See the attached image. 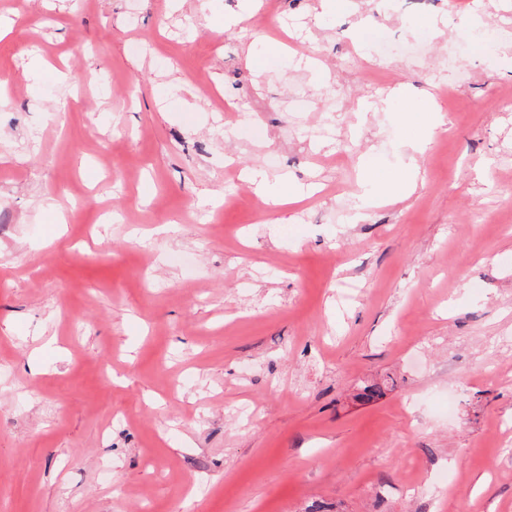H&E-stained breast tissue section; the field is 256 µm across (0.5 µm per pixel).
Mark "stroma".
I'll list each match as a JSON object with an SVG mask.
<instances>
[{"label": "stroma", "instance_id": "1", "mask_svg": "<svg viewBox=\"0 0 512 512\" xmlns=\"http://www.w3.org/2000/svg\"><path fill=\"white\" fill-rule=\"evenodd\" d=\"M243 5L0 0V512H512V0Z\"/></svg>", "mask_w": 512, "mask_h": 512}]
</instances>
